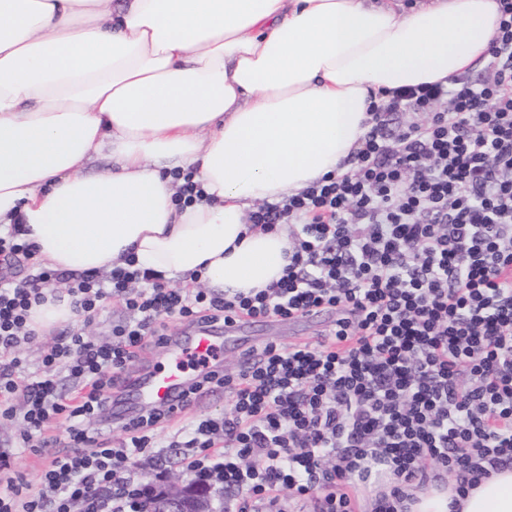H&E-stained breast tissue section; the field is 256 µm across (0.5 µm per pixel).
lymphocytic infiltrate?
Segmentation results:
<instances>
[{"mask_svg": "<svg viewBox=\"0 0 512 512\" xmlns=\"http://www.w3.org/2000/svg\"><path fill=\"white\" fill-rule=\"evenodd\" d=\"M489 77L394 91L372 103L350 170L249 215L293 227L283 276L247 294L191 291L147 269L69 275L80 322L29 371L20 347L30 311L59 272L12 269L33 250L20 225L0 230V417L21 428L0 448V512H143V472L162 477L165 447L198 484L223 489L225 512H288L324 496L353 512L348 481L391 474L374 512H401L405 487L459 485L512 466V0H498ZM126 316L112 339L82 326L106 301ZM333 311L324 341L268 342L235 374L198 372L187 398L221 387L231 410L162 440L166 411L129 419L114 443L89 429L147 344L171 320L229 326ZM22 404H15V397ZM63 426L69 447L47 455L40 489L12 474Z\"/></svg>", "mask_w": 512, "mask_h": 512, "instance_id": "f902f5d3", "label": "lymphocytic infiltrate"}]
</instances>
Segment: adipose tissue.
I'll list each match as a JSON object with an SVG mask.
<instances>
[{
  "label": "adipose tissue",
  "instance_id": "ef3b65f1",
  "mask_svg": "<svg viewBox=\"0 0 512 512\" xmlns=\"http://www.w3.org/2000/svg\"><path fill=\"white\" fill-rule=\"evenodd\" d=\"M498 20V0H0V224L51 270L267 288L290 238L255 204L343 172L372 101L475 69ZM177 172L202 199L175 202ZM408 512H512V467Z\"/></svg>",
  "mask_w": 512,
  "mask_h": 512
}]
</instances>
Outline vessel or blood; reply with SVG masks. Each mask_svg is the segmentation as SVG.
I'll return each mask as SVG.
<instances>
[{
	"label": "vessel or blood",
	"instance_id": "vessel-or-blood-1",
	"mask_svg": "<svg viewBox=\"0 0 512 512\" xmlns=\"http://www.w3.org/2000/svg\"><path fill=\"white\" fill-rule=\"evenodd\" d=\"M224 337L215 330L200 328L187 336H175L166 345L165 365L126 382L120 400L112 404V419L122 422L131 414L150 409L179 407L180 394L190 381L183 364L214 369L224 362Z\"/></svg>",
	"mask_w": 512,
	"mask_h": 512
}]
</instances>
